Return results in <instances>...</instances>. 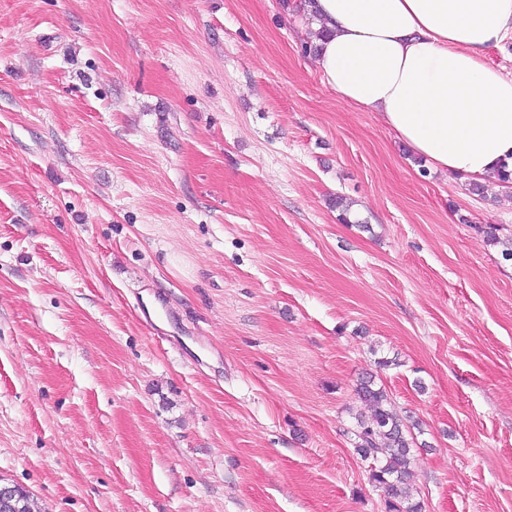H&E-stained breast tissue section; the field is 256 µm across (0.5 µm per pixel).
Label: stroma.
<instances>
[{"label":"stroma","mask_w":512,"mask_h":512,"mask_svg":"<svg viewBox=\"0 0 512 512\" xmlns=\"http://www.w3.org/2000/svg\"><path fill=\"white\" fill-rule=\"evenodd\" d=\"M310 31L0 0V478L42 512H386L364 372L422 512H512V190L340 102ZM357 382L356 392L367 413L355 417L354 450L369 463V478L384 492L388 512H421L408 484L411 449L416 445L413 430L420 433V423L405 424L393 411L385 388L371 375Z\"/></svg>","instance_id":"stroma-1"}]
</instances>
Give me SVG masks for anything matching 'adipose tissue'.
I'll list each match as a JSON object with an SVG mask.
<instances>
[{
    "instance_id": "ef3b65f1",
    "label": "adipose tissue",
    "mask_w": 512,
    "mask_h": 512,
    "mask_svg": "<svg viewBox=\"0 0 512 512\" xmlns=\"http://www.w3.org/2000/svg\"><path fill=\"white\" fill-rule=\"evenodd\" d=\"M312 58L339 100L380 120L434 170L478 183L512 167V77L489 48L512 0H296Z\"/></svg>"
}]
</instances>
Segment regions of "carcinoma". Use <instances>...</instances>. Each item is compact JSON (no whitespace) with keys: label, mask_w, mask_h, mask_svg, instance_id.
Instances as JSON below:
<instances>
[{"label":"carcinoma","mask_w":512,"mask_h":512,"mask_svg":"<svg viewBox=\"0 0 512 512\" xmlns=\"http://www.w3.org/2000/svg\"><path fill=\"white\" fill-rule=\"evenodd\" d=\"M356 392L367 413L355 417L354 450L369 463L370 480L384 492L388 512H421L420 502L414 501L408 484L415 445L413 430L420 429V423H404L393 411L385 388L376 385L370 376L359 378ZM0 512L40 510L32 496L20 488L13 504L0 501Z\"/></svg>","instance_id":"cac0c4a2"}]
</instances>
